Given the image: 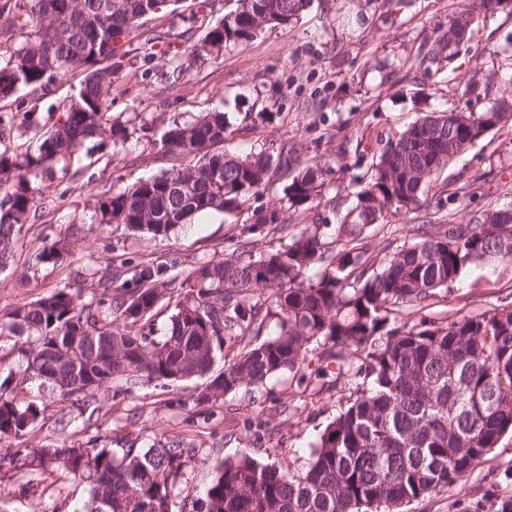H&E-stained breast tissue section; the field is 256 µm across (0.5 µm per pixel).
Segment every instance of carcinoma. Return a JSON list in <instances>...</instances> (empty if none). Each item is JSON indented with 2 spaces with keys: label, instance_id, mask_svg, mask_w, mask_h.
Instances as JSON below:
<instances>
[{
  "label": "carcinoma",
  "instance_id": "cac0c4a2",
  "mask_svg": "<svg viewBox=\"0 0 512 512\" xmlns=\"http://www.w3.org/2000/svg\"><path fill=\"white\" fill-rule=\"evenodd\" d=\"M102 2L0 0L1 37L11 40L10 14L17 9L30 28L25 43L0 63V98L19 86L42 91L54 75L85 72L78 95L37 153L20 162L0 154V265L17 247L20 228L36 218L38 183L78 155L85 142L115 144L124 137L106 115L125 56L160 54L195 63L227 48H245L264 27L296 19L310 0H241L233 15L217 20L202 8L191 20L201 22L205 33L184 49L143 28L167 0H119L120 8L93 32L91 18L98 17ZM466 2L454 0L448 28L425 59L448 65L455 83L472 92L475 75L448 64L456 57L452 43L463 32L472 37L478 25ZM60 26L69 31L65 39L57 37ZM511 119L500 97L475 112H433L415 121L373 154L364 173L353 176L355 205L339 232L355 242L388 216L420 208L425 190L452 161L448 141L463 152ZM227 130L225 114L216 111L169 125L163 146L199 154L201 162L120 192L99 189V223L166 237L200 214L237 212L250 195L268 188L270 157L211 152ZM297 165L295 149L280 152L279 167L293 172L283 195L289 207L305 212L322 203L324 176L332 167ZM496 215L495 209L476 211L469 223L448 229L420 224L411 242L366 259L351 249L333 250L315 223L276 251L211 260L179 282L124 260L84 302L60 288L14 307L0 318V334L16 337L12 352L25 367L0 375V440L17 442L0 457V470L78 478L89 487L86 512H173L192 449L176 443L118 449L35 443L29 437L41 426L43 409L35 401H19L16 389L38 382L82 412L117 381L204 378L225 339L257 336L273 320L276 334L246 344L196 395V403L258 388L286 372L323 380L333 362L336 376L351 377L355 387L311 444L305 467L286 471L246 455L226 460L206 489L204 512H400L457 483L512 431V309L398 326L391 325L390 314L423 308L473 264L511 263L512 222ZM79 231L69 225L38 259L56 262L71 253ZM170 302L174 312L157 338L145 326ZM316 340L322 350L312 359L310 344Z\"/></svg>",
  "mask_w": 512,
  "mask_h": 512
}]
</instances>
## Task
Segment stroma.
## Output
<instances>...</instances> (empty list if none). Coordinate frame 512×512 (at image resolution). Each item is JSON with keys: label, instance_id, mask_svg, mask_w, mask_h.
Here are the masks:
<instances>
[{"label": "stroma", "instance_id": "35a3bbf8", "mask_svg": "<svg viewBox=\"0 0 512 512\" xmlns=\"http://www.w3.org/2000/svg\"><path fill=\"white\" fill-rule=\"evenodd\" d=\"M449 9V0H312L297 21L266 27L247 48L196 62L178 77L167 58L130 60L109 111L111 121L124 128V140L114 147H85L45 182L35 220L22 227L18 250L0 268V314L63 287L88 299L114 259L161 267L168 278L210 260L277 250L311 223V213L289 215L285 180L276 173L269 188L250 196L242 211L197 216L165 238L97 224L98 187L117 191L194 163V156L161 145L163 131L175 121L224 111L229 122L225 153L273 156L288 144L306 166L322 164L341 145H362L363 154L347 153L323 189L324 216L351 208V177L366 169L382 140L433 109L463 110L469 104V94L453 89L445 72L403 65L405 58L427 52L434 28L447 26ZM455 64L463 71L481 70L489 79V97L512 89V13L481 20ZM83 77L72 71L47 93L22 89L0 101V115L12 119L11 125L0 126V153L35 151ZM510 203L512 123L490 132L444 168L419 210L369 227L363 245L373 255L385 247L393 251L410 242L413 227L423 221L465 224L477 209ZM260 215L281 218V229L257 223ZM72 224L81 225L83 233L71 254L57 262L38 261L42 249ZM503 305L512 306V263L486 262L467 269L423 310L395 312L390 319L441 323ZM203 386L200 379L117 383L101 393L90 416L32 385L19 388L18 396L43 408L35 435L43 444L139 448L177 441L193 449L174 512H202L204 491L220 462L247 454L285 469L300 468L310 442L350 394L343 379L328 390L283 375L253 391L242 389L199 405L195 396ZM510 494L512 433L469 475L413 501L407 512H495V497ZM87 499L84 482L57 472L31 482L0 479V512H78Z\"/></svg>", "mask_w": 512, "mask_h": 512}]
</instances>
